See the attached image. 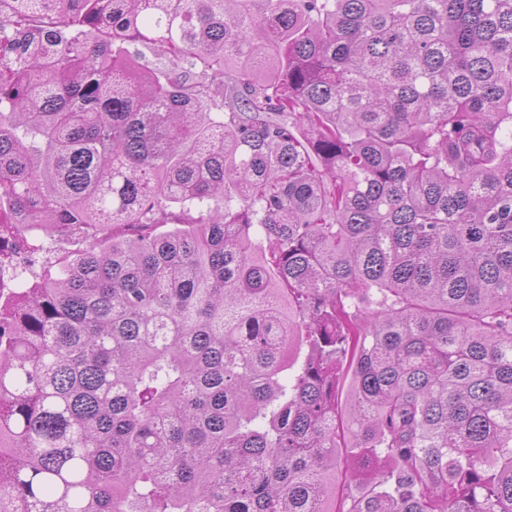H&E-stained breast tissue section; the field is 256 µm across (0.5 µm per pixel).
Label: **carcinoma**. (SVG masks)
Returning a JSON list of instances; mask_svg holds the SVG:
<instances>
[{
	"instance_id": "carcinoma-1",
	"label": "carcinoma",
	"mask_w": 512,
	"mask_h": 512,
	"mask_svg": "<svg viewBox=\"0 0 512 512\" xmlns=\"http://www.w3.org/2000/svg\"><path fill=\"white\" fill-rule=\"evenodd\" d=\"M5 1L0 512H512V0Z\"/></svg>"
}]
</instances>
